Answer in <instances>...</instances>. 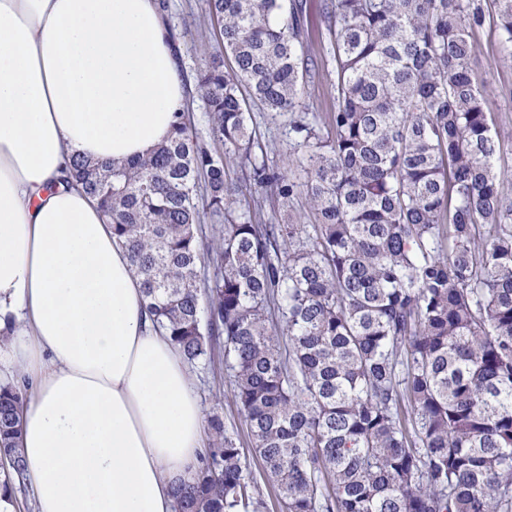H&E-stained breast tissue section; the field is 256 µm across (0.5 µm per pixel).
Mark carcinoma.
Segmentation results:
<instances>
[{
	"instance_id": "carcinoma-1",
	"label": "carcinoma",
	"mask_w": 512,
	"mask_h": 512,
	"mask_svg": "<svg viewBox=\"0 0 512 512\" xmlns=\"http://www.w3.org/2000/svg\"><path fill=\"white\" fill-rule=\"evenodd\" d=\"M207 6L209 139L183 113L152 154L75 158L68 175L188 363L223 351L261 461L212 411L176 512H512V174L470 75L479 29L512 49V0H324L336 108L323 119L307 102L303 0ZM254 106L288 116L291 172L267 163ZM300 196L314 223L256 220ZM207 214L222 244L206 279ZM26 402L0 386L11 500Z\"/></svg>"
}]
</instances>
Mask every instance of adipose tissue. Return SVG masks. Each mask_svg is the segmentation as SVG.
I'll use <instances>...</instances> for the list:
<instances>
[{
	"mask_svg": "<svg viewBox=\"0 0 512 512\" xmlns=\"http://www.w3.org/2000/svg\"><path fill=\"white\" fill-rule=\"evenodd\" d=\"M186 106L156 0H0V382H32L34 512H175L206 415L73 157L153 152Z\"/></svg>",
	"mask_w": 512,
	"mask_h": 512,
	"instance_id": "obj_1",
	"label": "adipose tissue"
}]
</instances>
